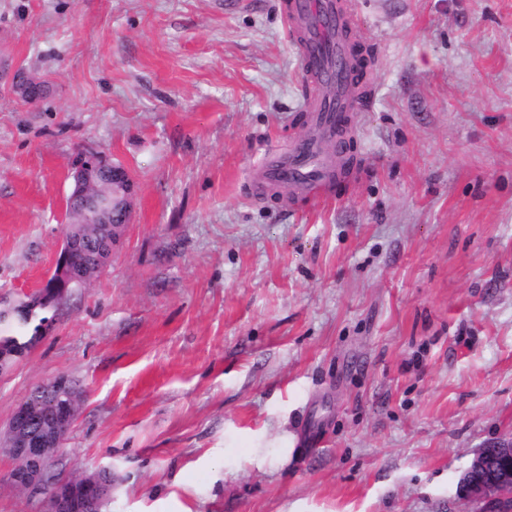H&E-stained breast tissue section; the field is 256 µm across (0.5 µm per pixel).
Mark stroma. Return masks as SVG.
Here are the masks:
<instances>
[{"label":"stroma","instance_id":"1","mask_svg":"<svg viewBox=\"0 0 512 512\" xmlns=\"http://www.w3.org/2000/svg\"><path fill=\"white\" fill-rule=\"evenodd\" d=\"M353 2L354 173L300 201L252 181L311 93L285 0H0V308L49 275L80 153L134 184L106 270L0 374V427L82 387L55 470L110 469L108 512H471L512 435V0ZM15 465L0 512H48ZM479 449L460 479L458 494L473 505L475 512L512 510V437L497 438ZM512 512V511H511Z\"/></svg>","mask_w":512,"mask_h":512}]
</instances>
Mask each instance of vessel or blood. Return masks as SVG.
Wrapping results in <instances>:
<instances>
[{
    "label": "vessel or blood",
    "instance_id": "obj_1",
    "mask_svg": "<svg viewBox=\"0 0 512 512\" xmlns=\"http://www.w3.org/2000/svg\"><path fill=\"white\" fill-rule=\"evenodd\" d=\"M289 10L292 29L303 34L305 74L317 85L308 106L313 130L296 138L287 151L269 153L258 177L264 185L321 199L328 196L336 174L335 157L325 145L348 124L357 106L353 76L339 64L351 53L343 31L359 30L360 20L350 0H291Z\"/></svg>",
    "mask_w": 512,
    "mask_h": 512
}]
</instances>
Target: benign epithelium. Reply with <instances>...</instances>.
<instances>
[{
  "label": "benign epithelium",
  "mask_w": 512,
  "mask_h": 512,
  "mask_svg": "<svg viewBox=\"0 0 512 512\" xmlns=\"http://www.w3.org/2000/svg\"><path fill=\"white\" fill-rule=\"evenodd\" d=\"M13 88L24 96L45 93L44 82L19 71L12 78ZM132 180L125 169L98 155L78 156L73 168V187L69 200L82 204L92 212L105 208L114 212L112 230L122 232L130 217L129 196ZM82 239L75 225H68L62 245L56 253L48 277L54 292L63 296L70 285H79L96 277L106 267L112 252H104L94 262L78 263ZM73 401L50 411H42L24 400L13 412L7 428L0 433V445L15 449L17 467L11 473L12 482L35 493L43 490L48 466L44 448L60 436L47 430V425L67 420L73 413ZM490 453L481 448L460 479L458 494L473 505L474 512H512V437L498 438L489 444ZM110 471L100 470L87 481L94 489L88 495H76L69 489L58 488L53 512H101L109 492Z\"/></svg>",
  "instance_id": "obj_1"
}]
</instances>
